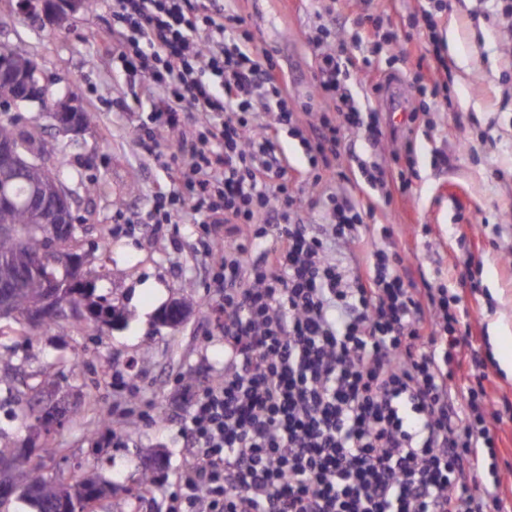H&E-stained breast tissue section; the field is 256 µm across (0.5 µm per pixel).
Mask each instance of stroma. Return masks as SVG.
Returning a JSON list of instances; mask_svg holds the SVG:
<instances>
[{"mask_svg": "<svg viewBox=\"0 0 512 512\" xmlns=\"http://www.w3.org/2000/svg\"><path fill=\"white\" fill-rule=\"evenodd\" d=\"M0 0V49H23L39 63L51 97L73 90L92 118L81 135L58 134L37 110L17 113L18 122L39 121L56 150L46 162L64 167L74 181L99 184L92 197L78 193L73 215L86 228L79 242L84 279L97 295L114 303L124 321L116 328L94 323L85 304L67 310L77 327L47 322L31 336L13 331L7 341L17 353L13 385L21 391L51 379L76 404L49 433H19L13 401L0 404V443L46 449L42 471L53 477L96 472L123 484L152 464L151 496L136 501L124 492L96 502L95 512H167L179 492L175 475L186 450L174 414L186 413L190 397L204 382L224 373V336L215 318L224 292L211 280L215 258L208 249L214 228L192 223L193 201L180 194L168 224H150L156 193L169 189L166 164L177 152V137L165 135L158 154L141 145L150 105L138 99V79L112 70L111 14L107 0L71 8L53 0ZM362 0H224V11L246 21L258 50L280 64L294 106L316 112L333 109L317 97L313 75L319 56L309 34L330 25V43L351 40ZM384 29L403 33L424 11L437 13L441 53L448 63V105L435 108L429 68L419 66L422 43L409 55L383 46L371 67L353 69L351 94L376 108L384 135L368 144L358 131L347 141L356 159L339 171L323 173L313 184L299 138L279 133L288 158L292 189L303 220L321 221L323 194L336 192L368 202L369 189L359 161L377 162L395 173V150L416 146L409 190L391 207L375 206L366 220L365 241L340 253L350 266H366L375 249L406 253L403 271L415 286L441 283L461 296L460 313L470 323L473 346L486 365L490 408L512 403V375L498 355L512 354V70L503 61L512 51V29L505 27L490 0H374ZM400 110L390 113V102ZM422 118L404 123L403 109ZM395 227L384 239L379 227ZM111 240L104 251L103 240ZM193 298L195 305L179 325H161L157 316L172 302ZM125 434L115 445L113 432Z\"/></svg>", "mask_w": 512, "mask_h": 512, "instance_id": "stroma-1", "label": "stroma"}]
</instances>
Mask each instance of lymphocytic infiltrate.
<instances>
[{
	"mask_svg": "<svg viewBox=\"0 0 512 512\" xmlns=\"http://www.w3.org/2000/svg\"><path fill=\"white\" fill-rule=\"evenodd\" d=\"M112 68L138 76L153 103L144 135L181 137L171 184L195 201L194 220L224 228V378L195 391L182 421L187 457L171 512H512L500 492V412L481 409L485 365L472 356L464 393L457 353L470 328L460 295L415 287L400 252L375 251L365 270L332 254L361 240L359 204L327 194L322 221L304 223L278 149L281 128L301 137L313 170L371 143L377 113L362 115L345 84L349 45L412 33L357 19L352 43L324 51L314 74L334 113L311 128L289 104L274 57L258 52L223 0H110ZM272 121H265L266 112ZM414 146L394 158L396 179L362 167L377 202L391 206L415 174Z\"/></svg>",
	"mask_w": 512,
	"mask_h": 512,
	"instance_id": "lymphocytic-infiltrate-1",
	"label": "lymphocytic infiltrate"
}]
</instances>
